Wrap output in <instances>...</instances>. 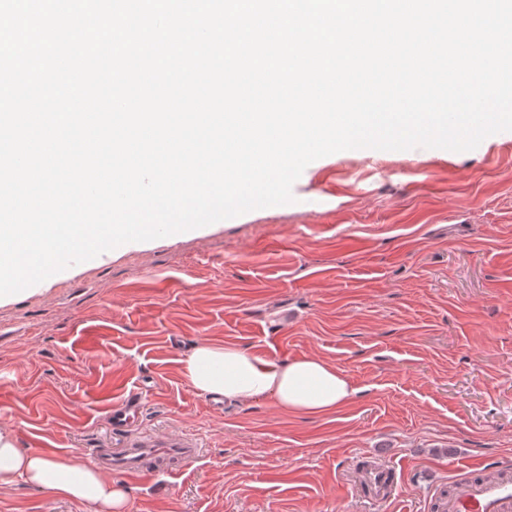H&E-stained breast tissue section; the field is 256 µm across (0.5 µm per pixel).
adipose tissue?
Masks as SVG:
<instances>
[{
  "label": "adipose tissue",
  "instance_id": "adipose-tissue-1",
  "mask_svg": "<svg viewBox=\"0 0 512 512\" xmlns=\"http://www.w3.org/2000/svg\"><path fill=\"white\" fill-rule=\"evenodd\" d=\"M185 383L230 403L270 398L286 412L328 415L354 390L334 366L312 357L278 363L235 345L201 342L180 360ZM22 482L57 497L91 504L95 512H125L127 490L74 457L50 459L19 448L13 429L0 427V487Z\"/></svg>",
  "mask_w": 512,
  "mask_h": 512
}]
</instances>
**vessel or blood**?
<instances>
[{
    "instance_id": "b4317fda",
    "label": "vessel or blood",
    "mask_w": 512,
    "mask_h": 512,
    "mask_svg": "<svg viewBox=\"0 0 512 512\" xmlns=\"http://www.w3.org/2000/svg\"><path fill=\"white\" fill-rule=\"evenodd\" d=\"M140 405V397L131 395L109 409V427L123 442L118 448L90 449L91 464L137 482L154 476L161 466L182 470L195 466L201 453L191 438L179 433L157 437L136 433ZM358 475L364 498L380 504L393 497L397 488L393 467L369 460L359 466ZM450 484L452 490L441 502L443 512H512L511 469L482 466L472 473H456Z\"/></svg>"
}]
</instances>
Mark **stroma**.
I'll use <instances>...</instances> for the list:
<instances>
[{"label": "stroma", "mask_w": 512, "mask_h": 512, "mask_svg": "<svg viewBox=\"0 0 512 512\" xmlns=\"http://www.w3.org/2000/svg\"><path fill=\"white\" fill-rule=\"evenodd\" d=\"M292 193L0 298V425L41 454L115 448L107 412L143 389L141 429L203 457L127 482L126 512H436L454 469L512 462V131L466 152H338ZM200 341L320 358L355 394L322 416L213 409L179 371ZM362 454L401 473L375 508L355 492ZM0 512L92 508L17 484Z\"/></svg>", "instance_id": "obj_1"}]
</instances>
